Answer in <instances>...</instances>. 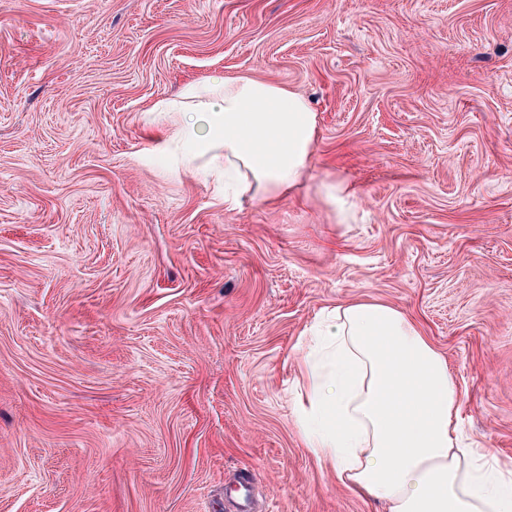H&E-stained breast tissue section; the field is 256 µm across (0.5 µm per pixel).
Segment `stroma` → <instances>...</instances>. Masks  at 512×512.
<instances>
[{"instance_id": "35a3bbf8", "label": "stroma", "mask_w": 512, "mask_h": 512, "mask_svg": "<svg viewBox=\"0 0 512 512\" xmlns=\"http://www.w3.org/2000/svg\"><path fill=\"white\" fill-rule=\"evenodd\" d=\"M237 74L319 135L301 190L229 211L144 113ZM350 298L422 326L512 463V0H0V512H237L242 481L251 512H382L297 417ZM317 191L334 208L340 224H347L355 218L359 196L353 185L343 179L327 178L319 183Z\"/></svg>"}]
</instances>
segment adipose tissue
Returning a JSON list of instances; mask_svg holds the SVG:
<instances>
[{"mask_svg": "<svg viewBox=\"0 0 512 512\" xmlns=\"http://www.w3.org/2000/svg\"><path fill=\"white\" fill-rule=\"evenodd\" d=\"M177 166L224 179V207L270 204L308 177L318 119L302 94L247 75L186 84L156 104ZM341 223L358 191L322 180ZM302 350L297 416L310 452L386 512H512V469L464 435L461 393L421 326L389 304L354 299L316 315Z\"/></svg>", "mask_w": 512, "mask_h": 512, "instance_id": "adipose-tissue-1", "label": "adipose tissue"}]
</instances>
